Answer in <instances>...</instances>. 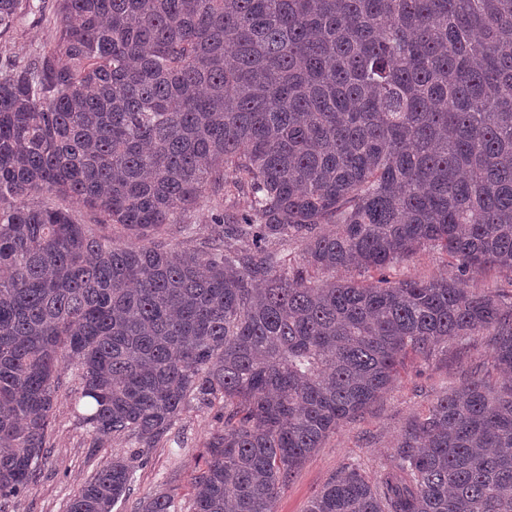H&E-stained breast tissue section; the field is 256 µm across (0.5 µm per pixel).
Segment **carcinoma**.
I'll list each match as a JSON object with an SVG mask.
<instances>
[{
    "label": "carcinoma",
    "instance_id": "carcinoma-1",
    "mask_svg": "<svg viewBox=\"0 0 512 512\" xmlns=\"http://www.w3.org/2000/svg\"><path fill=\"white\" fill-rule=\"evenodd\" d=\"M27 4L0 0V27ZM58 15L47 51L0 72V512L37 484L63 354L98 436L151 448L192 401L223 402L193 512H273L406 358L480 331L501 382L466 378L403 430L380 482L354 467L308 512H512V300L465 286L512 281V0H58ZM230 184L249 210L223 208ZM39 192L130 243L28 206ZM203 202L220 233L168 247ZM427 246L459 276L308 274L382 272ZM132 480L115 458L67 512H112ZM27 203L31 206L50 204L69 208L75 211V214L78 215L84 224H96V222L99 220V216L94 212H91L90 210L77 205L69 198L56 196L54 194L43 193L34 195L29 198ZM467 288L492 293H511L508 279L495 271H489L468 279Z\"/></svg>",
    "mask_w": 512,
    "mask_h": 512
}]
</instances>
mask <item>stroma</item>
Instances as JSON below:
<instances>
[{
    "label": "stroma",
    "mask_w": 512,
    "mask_h": 512,
    "mask_svg": "<svg viewBox=\"0 0 512 512\" xmlns=\"http://www.w3.org/2000/svg\"><path fill=\"white\" fill-rule=\"evenodd\" d=\"M30 4L11 27L0 29L2 70L42 54L55 41L56 0H30ZM188 223L193 233H186ZM212 230V212L204 205L188 213L184 223L168 225L164 239L178 249L193 248L210 237ZM386 275L393 281H428L456 277L457 270L444 252L423 248L387 269ZM490 353V338L480 333L462 344L449 345L428 360L407 362L362 416L329 434L321 448L295 471L277 500L275 512H307L323 486L353 465L368 480L379 481L390 467L394 444L407 423L427 414L470 371L490 368ZM59 373L62 386L39 481L31 492L14 501L10 512H67L70 499L84 482L116 456L129 459L133 481L130 493L119 500L113 512H137L140 499L160 493L173 495L176 512H192V479L205 464L211 435L224 426L221 404L191 403L170 433L140 454L128 438L95 436L81 422L73 401L80 386L75 360L63 358Z\"/></svg>",
    "instance_id": "35a3bbf8"
}]
</instances>
